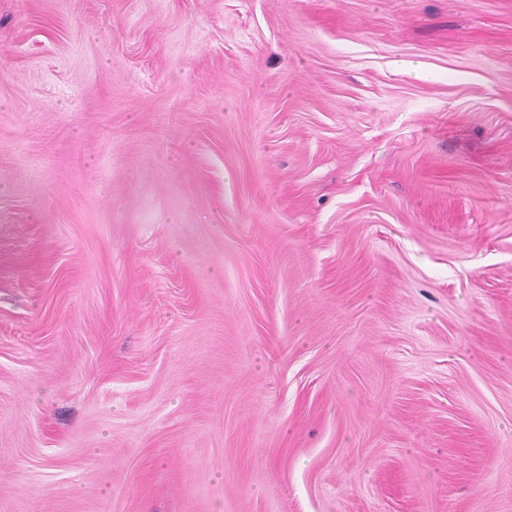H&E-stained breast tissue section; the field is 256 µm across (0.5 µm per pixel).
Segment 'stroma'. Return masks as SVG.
I'll use <instances>...</instances> for the list:
<instances>
[{
  "label": "stroma",
  "mask_w": 512,
  "mask_h": 512,
  "mask_svg": "<svg viewBox=\"0 0 512 512\" xmlns=\"http://www.w3.org/2000/svg\"><path fill=\"white\" fill-rule=\"evenodd\" d=\"M0 512H512V0H0Z\"/></svg>",
  "instance_id": "35a3bbf8"
}]
</instances>
